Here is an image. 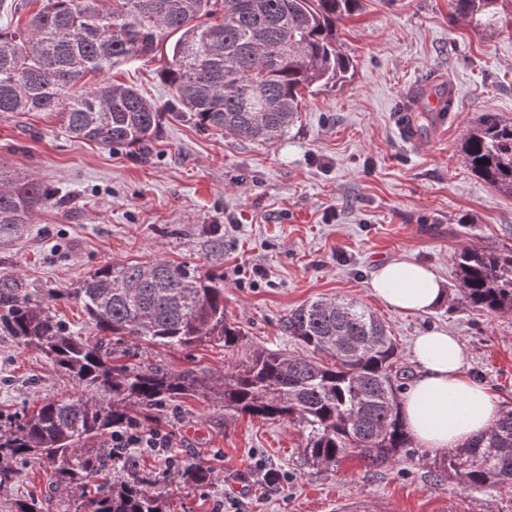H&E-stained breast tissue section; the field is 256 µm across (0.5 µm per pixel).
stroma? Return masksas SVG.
<instances>
[{
	"label": "stroma",
	"mask_w": 512,
	"mask_h": 512,
	"mask_svg": "<svg viewBox=\"0 0 512 512\" xmlns=\"http://www.w3.org/2000/svg\"><path fill=\"white\" fill-rule=\"evenodd\" d=\"M338 38L354 62L343 87L307 96L278 142L260 145L192 119L164 121L144 153L109 150L67 136L54 112L0 116V168L56 193L30 224L0 240V289L33 299L64 292L106 264L164 258L224 276V316L245 338L227 348L129 344L124 363L196 371L212 385L257 347L297 351L282 324L317 299L353 300L390 329L400 367L415 376V336H457L464 368L500 405L512 403V313L456 301L455 251L464 244L512 247V197L478 180L460 153L469 126L487 112L512 119V15L482 37L455 22L448 0H361ZM163 58L113 68L159 107L171 93ZM455 89L456 107L436 130L416 115L428 142L412 146L397 116L415 90ZM429 266L445 292L427 313L404 314L374 299L382 264ZM76 388L41 352L0 336V406L20 413ZM175 434L181 463L213 470L208 488L166 482L172 512H512V487L462 489L437 476L439 458L415 456L367 467L357 455L308 465L300 425L244 417L215 397H192L138 416ZM262 460L264 473L254 472Z\"/></svg>",
	"instance_id": "obj_1"
}]
</instances>
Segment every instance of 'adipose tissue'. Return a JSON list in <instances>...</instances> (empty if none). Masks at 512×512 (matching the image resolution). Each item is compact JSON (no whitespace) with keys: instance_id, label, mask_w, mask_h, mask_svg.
<instances>
[{"instance_id":"obj_1","label":"adipose tissue","mask_w":512,"mask_h":512,"mask_svg":"<svg viewBox=\"0 0 512 512\" xmlns=\"http://www.w3.org/2000/svg\"><path fill=\"white\" fill-rule=\"evenodd\" d=\"M368 288L381 303L404 313L430 311L444 299L437 276L410 259L382 265ZM412 357L417 371L400 407L416 443L439 453L466 444L494 425L501 406L467 375L458 338L444 331L424 333L415 337Z\"/></svg>"}]
</instances>
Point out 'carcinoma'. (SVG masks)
Listing matches in <instances>:
<instances>
[{"label":"carcinoma","instance_id":"carcinoma-1","mask_svg":"<svg viewBox=\"0 0 512 512\" xmlns=\"http://www.w3.org/2000/svg\"><path fill=\"white\" fill-rule=\"evenodd\" d=\"M502 0H448L452 16L474 32L498 30ZM360 0H44L22 27H0V115L57 112L65 132L109 148L144 149L164 120L154 102L106 75L122 62L166 59L161 79L173 114L245 140L273 143L301 112L304 92L336 88L353 75L338 39ZM461 151L473 174L512 196V119L486 112L464 134ZM53 198L43 182L20 181L0 168V238L31 223ZM458 303L487 313L512 312V248L465 245L455 252ZM82 307L96 336H81L51 308L18 289H0V336L50 358L78 396L54 399L20 416L4 414L0 489L20 476L18 464L41 461L56 490L84 496L90 512H166L155 491L161 477L121 465L112 483L94 486L112 466L98 439L131 418L134 408L206 396L213 389L192 371L115 366L116 347L131 338L188 348L203 339L239 344L240 327L224 319V274L187 264L105 265L65 293ZM285 328L302 349H254L224 371V409L307 431L305 460L336 465L359 454L378 467L412 455L400 416L399 350L378 316L354 302L317 299L288 313ZM441 477L462 488L512 483V405L468 443L443 452ZM180 482L203 486L212 472L186 466ZM51 496L17 500L7 512H50Z\"/></svg>","mask_w":512,"mask_h":512}]
</instances>
